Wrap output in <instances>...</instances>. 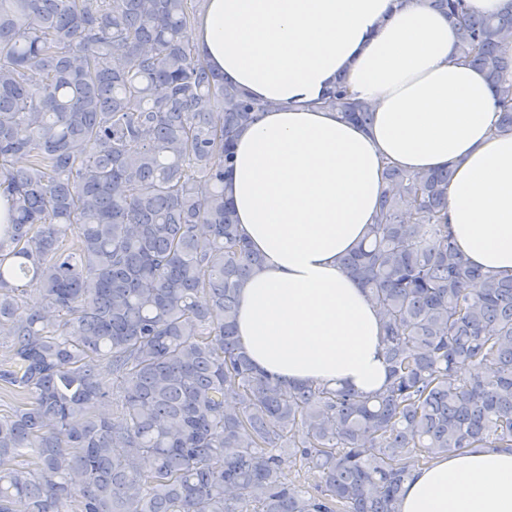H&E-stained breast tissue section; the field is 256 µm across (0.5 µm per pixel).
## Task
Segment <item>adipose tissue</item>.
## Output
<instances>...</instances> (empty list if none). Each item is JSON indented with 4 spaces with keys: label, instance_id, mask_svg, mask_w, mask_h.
I'll return each mask as SVG.
<instances>
[{
    "label": "adipose tissue",
    "instance_id": "1",
    "mask_svg": "<svg viewBox=\"0 0 512 512\" xmlns=\"http://www.w3.org/2000/svg\"><path fill=\"white\" fill-rule=\"evenodd\" d=\"M216 73L268 103L235 138L234 219L260 270L239 290L242 350L286 384L371 393L388 378L384 323L342 256L375 222L384 170H454L460 255L512 270V134L493 90L457 63L426 0H207L192 33ZM370 104L363 128L323 108L338 76ZM399 512H512V450L454 451L412 473Z\"/></svg>",
    "mask_w": 512,
    "mask_h": 512
}]
</instances>
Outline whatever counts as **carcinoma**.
Wrapping results in <instances>:
<instances>
[{
  "label": "carcinoma",
  "mask_w": 512,
  "mask_h": 512,
  "mask_svg": "<svg viewBox=\"0 0 512 512\" xmlns=\"http://www.w3.org/2000/svg\"><path fill=\"white\" fill-rule=\"evenodd\" d=\"M428 2L512 133V0ZM202 5L0 0V381L24 398L0 416V512H398L419 460L512 448V273L460 256L448 169L387 167L377 222L343 259L383 318V390L285 385L240 350L259 257L224 178L268 104L201 59ZM321 103L373 118L342 77ZM114 392L119 419L95 418ZM288 458L319 484L286 482Z\"/></svg>",
  "instance_id": "1"
}]
</instances>
